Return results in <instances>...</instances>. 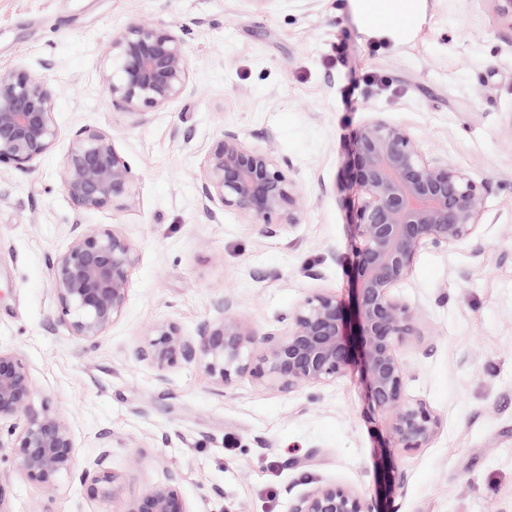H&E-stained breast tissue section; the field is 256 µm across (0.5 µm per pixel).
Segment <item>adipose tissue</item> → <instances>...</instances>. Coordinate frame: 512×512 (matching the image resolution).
Listing matches in <instances>:
<instances>
[{
    "instance_id": "adipose-tissue-1",
    "label": "adipose tissue",
    "mask_w": 512,
    "mask_h": 512,
    "mask_svg": "<svg viewBox=\"0 0 512 512\" xmlns=\"http://www.w3.org/2000/svg\"><path fill=\"white\" fill-rule=\"evenodd\" d=\"M362 28L399 41L406 38L425 12V0H355Z\"/></svg>"
}]
</instances>
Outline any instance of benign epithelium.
<instances>
[{"label": "benign epithelium", "mask_w": 512, "mask_h": 512, "mask_svg": "<svg viewBox=\"0 0 512 512\" xmlns=\"http://www.w3.org/2000/svg\"><path fill=\"white\" fill-rule=\"evenodd\" d=\"M190 79L185 38L171 26L129 22L114 30L104 50L99 80L112 108L144 117L180 98ZM56 98L49 83L25 67L0 71V167L30 171L52 150L58 129ZM348 182L362 199L352 226L360 247L352 261L353 310L336 295L316 291L297 305L284 331L257 333L224 299V315L188 336L171 320L153 323L135 358L163 372L180 361L195 362L224 389L248 376L257 384L292 391L330 385L351 367L366 380L372 410L389 418L387 448L412 452L438 434V415L405 394L407 372L395 347L415 328L414 308L394 294L413 273L420 249H448L473 237L486 211L485 186L448 164L426 156L405 127L381 115L368 118L352 146ZM288 159L252 146L226 129L206 147L200 183L211 218L226 210L247 224L289 227L301 223L299 189L288 176ZM62 185L79 212L123 208L132 203V173L112 137L101 130L75 131L63 161ZM71 243L51 262V296L71 336L94 346L121 317L138 255L115 229L72 224ZM35 381L15 353L0 350V421L14 420L10 439L15 472L53 493L72 471L76 442L68 418L50 402L32 408ZM111 446L102 441L83 467L79 483L91 498L112 501L116 512H193L168 470L165 480L141 495L122 498L109 467ZM291 512L378 511L355 487L318 481Z\"/></svg>", "instance_id": "obj_1"}]
</instances>
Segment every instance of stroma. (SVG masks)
<instances>
[{
	"label": "stroma",
	"mask_w": 512,
	"mask_h": 512,
	"mask_svg": "<svg viewBox=\"0 0 512 512\" xmlns=\"http://www.w3.org/2000/svg\"><path fill=\"white\" fill-rule=\"evenodd\" d=\"M135 20L181 29L190 58L186 93L142 121L99 81L110 34ZM14 66L55 89L59 137L33 171H0V349L30 367L34 407L69 417L77 457L49 494L0 450V512H111L76 474L104 437L124 495L174 469L193 512H289L315 480L352 485L377 510L389 484L398 512H512V19L494 0H426L399 42L362 32L350 0H0V70ZM374 112L486 185L477 233L422 248L396 290L418 314L396 349L406 394L442 422L429 447L384 453L389 420L355 370L329 386L282 392L246 376L220 392L198 364L160 375L136 361L148 326L195 335L226 297L260 333L286 329L311 292L351 302L361 194L344 174ZM81 127L111 135L133 206L81 213L66 195ZM226 129L288 159L300 224L209 218L205 148ZM76 222L117 229L138 253L127 306L93 347L50 298V263Z\"/></svg>",
	"instance_id": "35a3bbf8"
}]
</instances>
